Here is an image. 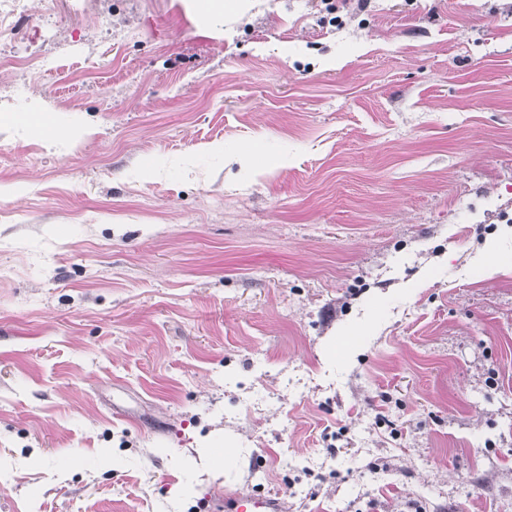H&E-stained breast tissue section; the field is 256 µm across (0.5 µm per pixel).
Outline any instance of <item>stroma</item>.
<instances>
[{
	"label": "stroma",
	"mask_w": 512,
	"mask_h": 512,
	"mask_svg": "<svg viewBox=\"0 0 512 512\" xmlns=\"http://www.w3.org/2000/svg\"><path fill=\"white\" fill-rule=\"evenodd\" d=\"M334 2L0 36V512H512V0ZM282 502L270 494H249L225 497L224 509L228 512H282Z\"/></svg>",
	"instance_id": "35a3bbf8"
}]
</instances>
